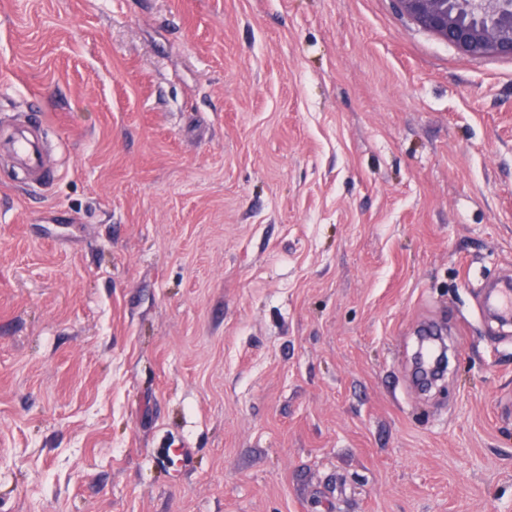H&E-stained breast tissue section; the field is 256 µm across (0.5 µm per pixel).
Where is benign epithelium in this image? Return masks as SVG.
I'll use <instances>...</instances> for the list:
<instances>
[{
  "instance_id": "7a95c632",
  "label": "benign epithelium",
  "mask_w": 512,
  "mask_h": 512,
  "mask_svg": "<svg viewBox=\"0 0 512 512\" xmlns=\"http://www.w3.org/2000/svg\"><path fill=\"white\" fill-rule=\"evenodd\" d=\"M421 29L470 56L512 57V0H398Z\"/></svg>"
}]
</instances>
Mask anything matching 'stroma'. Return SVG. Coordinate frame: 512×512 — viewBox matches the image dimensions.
I'll use <instances>...</instances> for the list:
<instances>
[{"mask_svg":"<svg viewBox=\"0 0 512 512\" xmlns=\"http://www.w3.org/2000/svg\"><path fill=\"white\" fill-rule=\"evenodd\" d=\"M34 105L0 512H512V58L397 0H0V117ZM45 123V114L33 108L28 114V127L17 130L6 142L16 161L25 169L28 181L40 185L55 178L40 143V130Z\"/></svg>","mask_w":512,"mask_h":512,"instance_id":"1","label":"stroma"}]
</instances>
